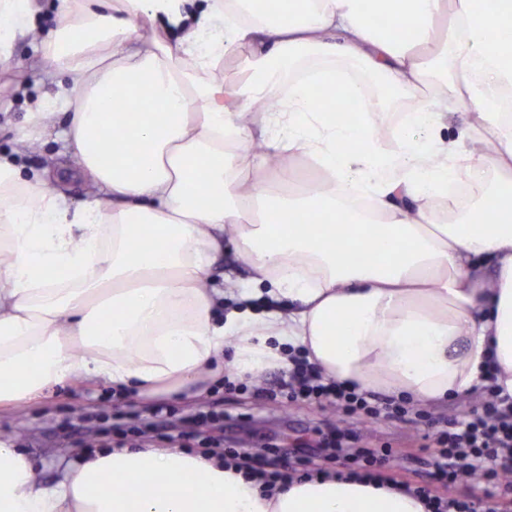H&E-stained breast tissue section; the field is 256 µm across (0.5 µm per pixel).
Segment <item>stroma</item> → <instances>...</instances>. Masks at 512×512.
<instances>
[{
	"instance_id": "stroma-1",
	"label": "stroma",
	"mask_w": 512,
	"mask_h": 512,
	"mask_svg": "<svg viewBox=\"0 0 512 512\" xmlns=\"http://www.w3.org/2000/svg\"><path fill=\"white\" fill-rule=\"evenodd\" d=\"M34 55L32 38L16 42L13 61L0 65V152L14 150L15 131L29 105L55 92L58 78L50 63L27 71ZM15 151V150H14ZM169 414L154 418L135 396L117 398L90 382L68 380L45 390L31 403L0 408V442L24 449L40 466L47 482H55L65 462L77 452L131 445L151 448L178 446L205 452L220 446L246 453L259 466L279 468L286 449L316 448L335 431L353 432L356 446L388 448L404 457V464L381 466L389 479L427 486L431 496L468 504L482 496L478 484L435 481L428 461L438 432L451 420L478 407L480 397L424 408V421L340 418L334 407L312 402L265 403L251 391L212 385L200 402L186 396L168 398ZM220 412L219 426H201L200 413Z\"/></svg>"
}]
</instances>
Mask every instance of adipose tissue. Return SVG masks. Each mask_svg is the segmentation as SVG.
<instances>
[{
    "instance_id": "obj_1",
    "label": "adipose tissue",
    "mask_w": 512,
    "mask_h": 512,
    "mask_svg": "<svg viewBox=\"0 0 512 512\" xmlns=\"http://www.w3.org/2000/svg\"><path fill=\"white\" fill-rule=\"evenodd\" d=\"M42 59L59 76L19 145L68 117L72 169L24 175L0 154V406L68 379L143 404L199 398L230 365L250 381L301 347L324 376L418 407L469 398L488 363L512 395V0H53ZM37 0H0V62L38 27ZM180 31L170 46L169 32ZM248 56L231 85L213 74ZM436 95L390 140L376 113ZM369 111L338 119L315 87ZM469 106L463 136L442 100ZM268 109L245 119L242 110ZM484 140L488 149L471 150ZM307 159L310 179L271 158ZM90 182L74 204L48 186ZM464 179L473 205L434 200ZM365 197L367 212L352 209ZM232 241L251 272L224 305L211 270ZM0 512H428L384 477L293 476L265 492L223 457L104 448L54 484L0 442Z\"/></svg>"
}]
</instances>
